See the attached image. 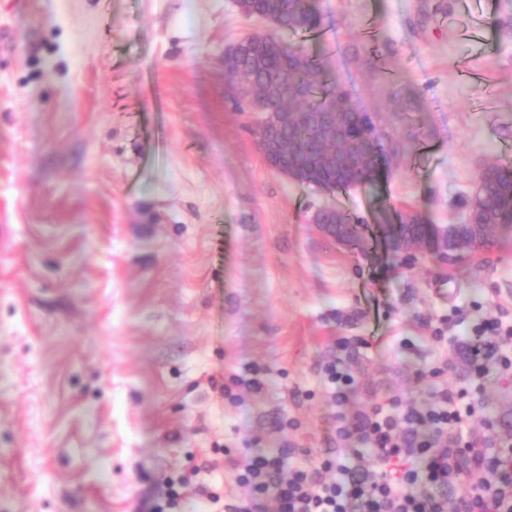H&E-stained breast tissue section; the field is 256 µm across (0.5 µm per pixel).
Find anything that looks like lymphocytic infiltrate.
I'll return each mask as SVG.
<instances>
[{
    "mask_svg": "<svg viewBox=\"0 0 512 512\" xmlns=\"http://www.w3.org/2000/svg\"><path fill=\"white\" fill-rule=\"evenodd\" d=\"M480 337L470 363L477 375L512 371V329L495 320L473 326ZM340 441L357 440L367 451L348 464L327 457L320 467L291 465L292 449L246 453L232 459L236 482L249 491L227 512H512V449L500 452L479 439L464 440L455 394L439 391L423 406L397 404L339 427ZM383 466L374 477L370 464ZM458 490L449 501V490ZM276 508L267 510L266 495Z\"/></svg>",
    "mask_w": 512,
    "mask_h": 512,
    "instance_id": "lymphocytic-infiltrate-1",
    "label": "lymphocytic infiltrate"
}]
</instances>
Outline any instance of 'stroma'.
I'll list each match as a JSON object with an SVG mask.
<instances>
[{
	"label": "stroma",
	"instance_id": "stroma-1",
	"mask_svg": "<svg viewBox=\"0 0 512 512\" xmlns=\"http://www.w3.org/2000/svg\"><path fill=\"white\" fill-rule=\"evenodd\" d=\"M321 57L390 148L345 192L289 181L224 52L268 31L235 0H0V512H153L172 482L243 496L225 457L311 469L393 396L479 392L464 431L512 440V379L470 378L437 326H512V232L461 265L393 251L378 225L462 223L512 163V0H318ZM402 79L367 60L371 46ZM331 206L360 248L316 230ZM349 340L343 406L322 366ZM448 369L428 377L429 367ZM259 378L260 390L247 387ZM338 224L336 223V209L335 208H319L315 210L312 222L316 228L324 235L338 240V226L342 231V243L344 245L356 244L362 241L364 237L365 225L359 224L350 216L338 211L337 213Z\"/></svg>",
	"mask_w": 512,
	"mask_h": 512
}]
</instances>
